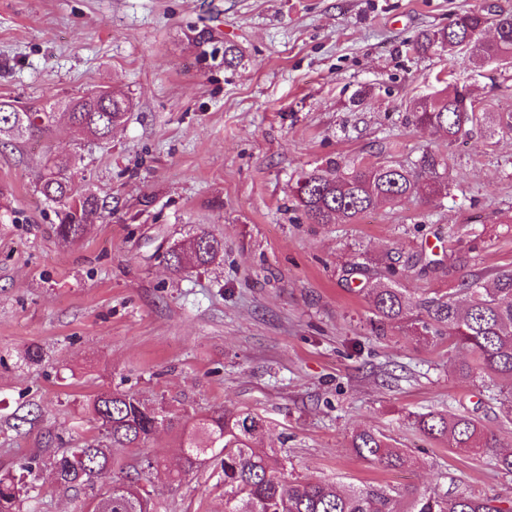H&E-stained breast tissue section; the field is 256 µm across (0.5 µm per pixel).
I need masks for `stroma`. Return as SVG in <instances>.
Here are the masks:
<instances>
[{"instance_id":"stroma-1","label":"stroma","mask_w":512,"mask_h":512,"mask_svg":"<svg viewBox=\"0 0 512 512\" xmlns=\"http://www.w3.org/2000/svg\"><path fill=\"white\" fill-rule=\"evenodd\" d=\"M512 0H0V98L65 106L108 87L131 97L107 140L67 121L0 145V472L99 436L87 408L132 392L177 415L247 406L288 469L340 488L512 498L485 459L413 428L409 415L465 410L512 449L480 375L445 338L376 330L347 270L395 264L411 296L446 288L421 250L467 255L475 270L512 265V132L470 127L455 141L409 119L414 98L445 87L478 112L512 113V61L464 63L412 44L471 10ZM242 49L234 67L225 44ZM443 156L449 190L383 203L352 223L311 224L299 178L327 160L365 164ZM103 205L84 236L52 231L60 208L38 190L46 161ZM224 256L173 273L166 252L199 231ZM41 357L33 361L30 350ZM388 436L411 466L384 470L350 446ZM176 431L144 448L179 464ZM216 463L149 490L158 512H224ZM91 493L44 483L20 512H87Z\"/></svg>"}]
</instances>
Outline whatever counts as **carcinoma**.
I'll return each mask as SVG.
<instances>
[{
    "label": "carcinoma",
    "instance_id": "cac0c4a2",
    "mask_svg": "<svg viewBox=\"0 0 512 512\" xmlns=\"http://www.w3.org/2000/svg\"><path fill=\"white\" fill-rule=\"evenodd\" d=\"M489 24L496 26L491 41L482 38ZM466 43L464 57L495 62L512 59V14L489 15L470 11L448 28L427 30L412 44L417 53L434 47H454ZM76 113L71 127L97 139H108L129 110L128 96L110 89L98 90L71 101ZM14 102L0 99V140L13 139L10 130L18 126L29 137L52 132L56 113L52 107L13 111ZM415 125H426L437 133L456 140L467 127L488 119L474 111L472 101L458 89L442 90L413 101L409 108ZM448 190L447 165L440 156L426 151L410 164L390 161L367 165L352 161H330L298 180L297 207L314 224L353 222L382 202L400 203L426 200ZM39 191L45 199L61 206V221L54 233L70 241L82 238L86 225L79 209L99 206L91 193L74 190L70 178L54 164H47L40 176ZM224 253V242L202 231L188 245H175L169 254L170 266L178 271L188 264L208 266ZM423 268L440 269L448 276L447 291L425 293L417 298L397 286L399 270L389 265L379 276L367 280L375 323L380 328L397 325L416 336H446L456 346L471 353L474 363L457 365V374L469 378L480 370L489 382L490 398H502L507 405L506 421L512 420V265L490 271H471L459 276L468 260L459 256L448 265L441 259L419 257ZM90 410L98 423L99 439L82 447L68 448L54 457L46 468L57 485L105 491L92 501L121 499L112 512H155L150 491L151 475L163 463L144 456L133 465V472L112 458V448H140L153 436L155 423L178 429L181 438L182 466L168 473L179 482L208 460L221 465L224 512H512L511 497H477L465 493L450 494L438 488L414 493L409 507L402 509L400 493L383 485H363L347 492L337 489L326 478H308L288 474V456L281 450H260L256 443L263 435L266 421L250 409L224 408L186 419L170 415L165 408L129 392H112L105 399L94 396ZM414 425L424 435L446 439L462 452L486 456L493 471L512 477V451L500 449L495 434L487 431L474 417L465 413L429 412L415 417ZM355 454L383 469L412 464V456L395 447L382 433L362 430L351 440ZM41 467L30 462L18 472L0 474V512H14L22 495L38 487L28 480Z\"/></svg>",
    "mask_w": 512,
    "mask_h": 512
}]
</instances>
